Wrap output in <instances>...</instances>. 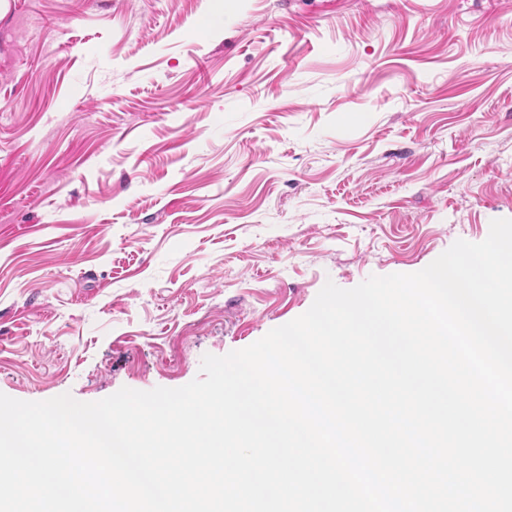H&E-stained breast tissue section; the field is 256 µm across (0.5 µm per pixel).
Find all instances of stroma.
<instances>
[{
	"label": "stroma",
	"mask_w": 512,
	"mask_h": 512,
	"mask_svg": "<svg viewBox=\"0 0 512 512\" xmlns=\"http://www.w3.org/2000/svg\"><path fill=\"white\" fill-rule=\"evenodd\" d=\"M497 218L512 0H0V393L183 386Z\"/></svg>",
	"instance_id": "obj_1"
}]
</instances>
